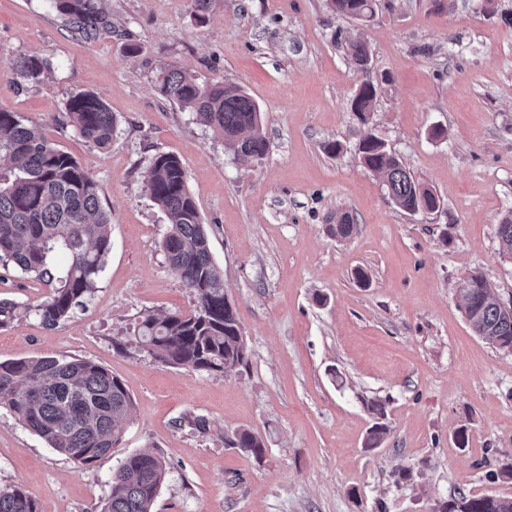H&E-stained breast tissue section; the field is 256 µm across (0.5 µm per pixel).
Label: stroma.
<instances>
[{"instance_id":"obj_1","label":"stroma","mask_w":512,"mask_h":512,"mask_svg":"<svg viewBox=\"0 0 512 512\" xmlns=\"http://www.w3.org/2000/svg\"><path fill=\"white\" fill-rule=\"evenodd\" d=\"M100 7L133 34L137 56L113 35L74 36L50 0H0V109L74 157L111 215L96 288L68 320L41 324L27 309L50 286L6 273L0 299L23 313L0 326V361L94 362L134 408L121 443L83 469L1 407L0 486L24 487L38 512H99L121 461L148 451L167 466L153 512H431L459 490L511 498L499 472L512 462V352L473 332L456 287L478 273L512 304V254L496 233L512 215V0H376L363 22L327 0H215L202 25L191 0ZM353 37L371 50L370 73L346 58ZM20 54L47 59V78L7 71ZM162 66L245 89L262 111L266 155L235 157L166 100ZM367 78L380 90L362 122L351 103ZM78 91L113 113L109 146L70 125ZM370 134L433 189L439 210L411 215L391 202L358 156ZM163 153L181 160L224 271L249 349L238 373L172 368L134 339L144 315L194 306L162 250L166 216L143 188ZM343 214L355 231L339 241L329 226ZM374 402L389 432L370 450ZM189 415L209 431L191 429ZM239 428L266 437L263 460L226 445Z\"/></svg>"}]
</instances>
